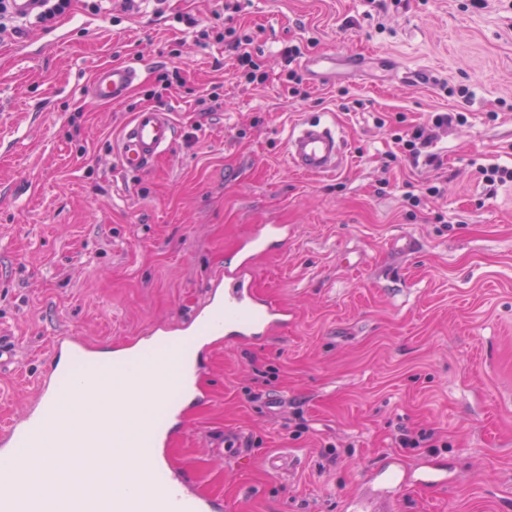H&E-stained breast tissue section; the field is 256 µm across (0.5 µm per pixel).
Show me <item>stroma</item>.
Masks as SVG:
<instances>
[{"mask_svg": "<svg viewBox=\"0 0 512 512\" xmlns=\"http://www.w3.org/2000/svg\"><path fill=\"white\" fill-rule=\"evenodd\" d=\"M241 6L230 24L252 39L260 85L179 22H213L217 0H103L96 14L74 0L51 27L0 38V343L15 354L0 423L30 404L53 336L91 343L71 364L88 372L114 342L187 322L254 225L287 224L254 278L295 320L263 346L200 347L205 400L177 419L172 461L224 512H350L384 465L435 461L447 485L407 491L399 512H512V181L479 173L512 168V0ZM319 53L335 64L306 74ZM121 62L142 82L112 105L88 97L92 71ZM175 66L186 84L162 105L177 139L151 171L123 173L120 129ZM438 112L467 122L413 165L396 138ZM318 118L345 147L328 176L287 155L290 131ZM421 431L437 447L404 445ZM228 437L247 456H228Z\"/></svg>", "mask_w": 512, "mask_h": 512, "instance_id": "35a3bbf8", "label": "stroma"}]
</instances>
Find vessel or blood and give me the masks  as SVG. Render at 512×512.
<instances>
[{
  "instance_id": "b4317fda",
  "label": "vessel or blood",
  "mask_w": 512,
  "mask_h": 512,
  "mask_svg": "<svg viewBox=\"0 0 512 512\" xmlns=\"http://www.w3.org/2000/svg\"><path fill=\"white\" fill-rule=\"evenodd\" d=\"M131 64L97 67L87 92L112 104L124 100L140 79ZM177 127L171 112L147 106L126 123L116 144L120 167L129 173L150 170L172 147ZM343 158V142L334 127L318 122L301 124L288 140V159L298 171L325 175L335 172ZM288 239L284 224H260L238 247L234 261L211 284L208 311L193 326L180 330L154 329L157 347H124L129 369L113 384L112 399L87 404L85 378L69 375L67 383L51 376L37 382L29 409L0 426V512H222L223 499L203 495L178 480L165 447L173 436L156 418L159 391L181 392L188 381L184 356L195 337H225L244 345H258L282 334L293 322L287 305L267 297L257 286L251 268L268 240ZM82 338L56 336L53 354L80 356ZM56 444L73 447L67 472L33 474L19 460L26 449ZM111 447L118 464L111 487L91 480L102 464L100 448ZM411 484L399 480L390 495L359 501L355 512H396Z\"/></svg>"
}]
</instances>
